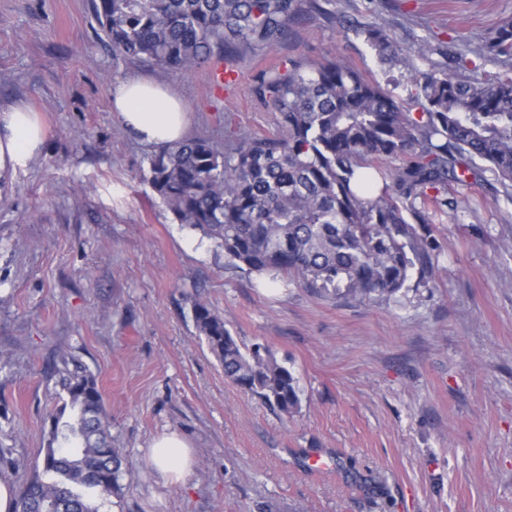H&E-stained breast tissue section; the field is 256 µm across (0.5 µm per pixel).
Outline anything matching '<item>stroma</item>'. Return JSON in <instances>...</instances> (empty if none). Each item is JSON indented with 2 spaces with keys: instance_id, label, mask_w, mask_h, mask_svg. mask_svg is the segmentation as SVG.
<instances>
[{
  "instance_id": "35a3bbf8",
  "label": "stroma",
  "mask_w": 512,
  "mask_h": 512,
  "mask_svg": "<svg viewBox=\"0 0 512 512\" xmlns=\"http://www.w3.org/2000/svg\"><path fill=\"white\" fill-rule=\"evenodd\" d=\"M394 2L379 19L406 47L436 33L440 68L456 33L476 44L512 16V0ZM366 7L336 0L347 26L303 21L218 93L206 65L114 59L91 0H0V108L27 104L45 139L0 192V446L26 464L0 475L14 486L40 470L45 415L78 372L95 377L123 458L98 512H512V198L493 174L449 182L457 210L418 225L429 285L338 299L232 268L177 223L147 180L152 146L110 109L116 82L155 79L184 102L188 136L224 150L231 132L275 131L248 88L293 55L413 84L428 64L381 65L354 28ZM197 301L294 372L293 416L225 379L195 330ZM170 432L193 450L177 484L149 460Z\"/></svg>"
}]
</instances>
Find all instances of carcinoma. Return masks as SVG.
I'll use <instances>...</instances> for the list:
<instances>
[{
	"instance_id": "cac0c4a2",
	"label": "carcinoma",
	"mask_w": 512,
	"mask_h": 512,
	"mask_svg": "<svg viewBox=\"0 0 512 512\" xmlns=\"http://www.w3.org/2000/svg\"><path fill=\"white\" fill-rule=\"evenodd\" d=\"M92 9L116 58L163 70L236 64L286 42L304 20L337 22L336 0H93ZM357 33L381 62L432 52L426 42L401 47L377 21ZM473 53L512 61V17ZM454 59L453 75L429 70L411 90L388 89L338 57L296 55L250 88L273 113L275 134L241 133L225 152L205 137L158 146L148 181L178 223L213 240L237 269L341 298L391 299L413 271L427 278L428 240L415 225L428 223V203L458 208L447 191L457 170L512 183V69L479 79L465 55ZM193 322L225 379L296 411L297 378L268 347L241 344L204 302L194 303ZM66 389L50 415L42 470L23 484L14 512H98L91 501L118 486L121 461L96 379L75 376Z\"/></svg>"
}]
</instances>
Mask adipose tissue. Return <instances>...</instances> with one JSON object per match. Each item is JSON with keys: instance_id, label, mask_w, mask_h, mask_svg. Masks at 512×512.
<instances>
[{"instance_id": "obj_1", "label": "adipose tissue", "mask_w": 512, "mask_h": 512, "mask_svg": "<svg viewBox=\"0 0 512 512\" xmlns=\"http://www.w3.org/2000/svg\"><path fill=\"white\" fill-rule=\"evenodd\" d=\"M110 107L124 127L144 143L160 145L185 136L187 113L182 101L156 82H119L111 90ZM43 148L41 126L25 104L0 111V178L16 176ZM192 460L191 447L177 433L157 438L150 448L153 467L173 484L183 480Z\"/></svg>"}]
</instances>
